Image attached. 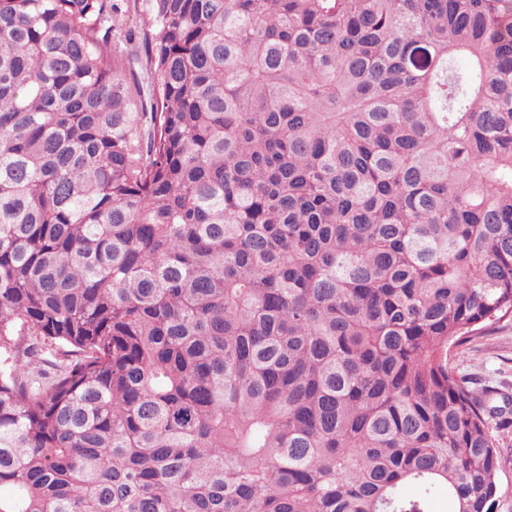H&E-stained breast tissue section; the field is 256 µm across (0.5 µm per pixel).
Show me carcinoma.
Masks as SVG:
<instances>
[{"instance_id": "cac0c4a2", "label": "carcinoma", "mask_w": 512, "mask_h": 512, "mask_svg": "<svg viewBox=\"0 0 512 512\" xmlns=\"http://www.w3.org/2000/svg\"><path fill=\"white\" fill-rule=\"evenodd\" d=\"M117 16L0 0V512H494L512 0ZM118 3L122 14L119 19L122 22L120 25L112 31V37L120 45L121 49L125 51L126 47L133 45L139 38V30L135 28L136 18L138 15H142L143 4L145 0H114ZM129 40L132 44H129ZM128 42L129 45L126 43ZM464 345L452 349L449 362L472 387H495L512 397V317L494 321Z\"/></svg>"}]
</instances>
